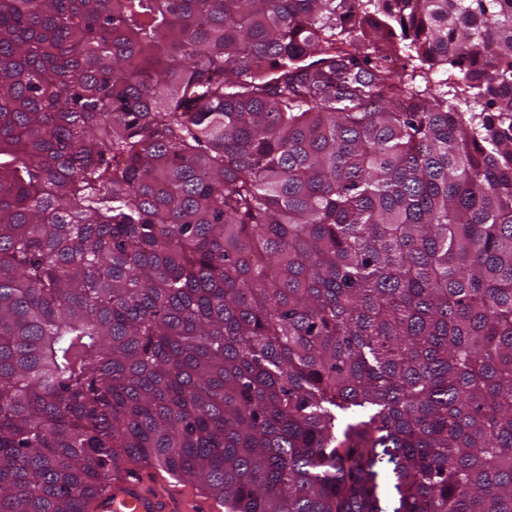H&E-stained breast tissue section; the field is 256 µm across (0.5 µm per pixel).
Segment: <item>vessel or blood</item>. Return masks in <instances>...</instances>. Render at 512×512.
Here are the masks:
<instances>
[{"mask_svg": "<svg viewBox=\"0 0 512 512\" xmlns=\"http://www.w3.org/2000/svg\"><path fill=\"white\" fill-rule=\"evenodd\" d=\"M92 508L94 512H208L209 506L203 499L187 503L166 485L151 483L148 475L138 473L122 476Z\"/></svg>", "mask_w": 512, "mask_h": 512, "instance_id": "1", "label": "vessel or blood"}]
</instances>
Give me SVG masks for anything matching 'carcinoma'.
I'll return each instance as SVG.
<instances>
[{"label": "carcinoma", "instance_id": "obj_1", "mask_svg": "<svg viewBox=\"0 0 512 512\" xmlns=\"http://www.w3.org/2000/svg\"><path fill=\"white\" fill-rule=\"evenodd\" d=\"M145 467L512 512V0H0V512Z\"/></svg>", "mask_w": 512, "mask_h": 512}]
</instances>
